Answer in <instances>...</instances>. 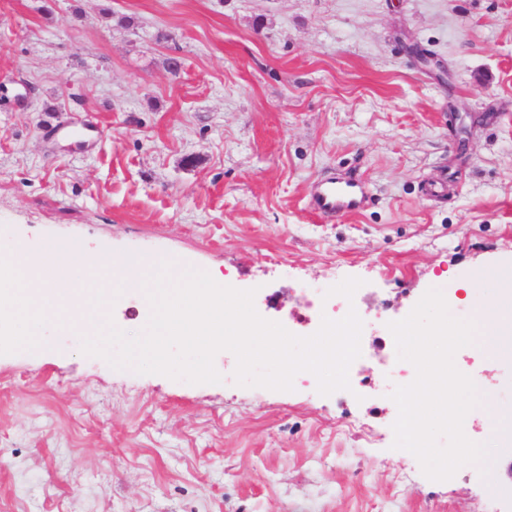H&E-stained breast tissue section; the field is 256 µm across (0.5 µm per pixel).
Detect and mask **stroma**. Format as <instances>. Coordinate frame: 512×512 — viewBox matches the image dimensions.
Here are the masks:
<instances>
[{"label": "stroma", "mask_w": 512, "mask_h": 512, "mask_svg": "<svg viewBox=\"0 0 512 512\" xmlns=\"http://www.w3.org/2000/svg\"><path fill=\"white\" fill-rule=\"evenodd\" d=\"M330 178L357 211L311 207ZM55 240L220 270L302 337V284L362 279L371 361L358 399L194 385L49 323L0 355V512H512V451L433 481L394 448L377 364L428 289L472 319L496 288L462 283L512 263V0H0V242L59 267ZM454 362L496 440L512 357Z\"/></svg>", "instance_id": "1"}]
</instances>
